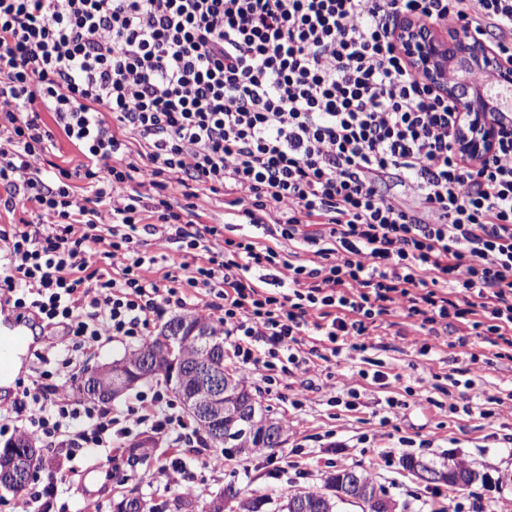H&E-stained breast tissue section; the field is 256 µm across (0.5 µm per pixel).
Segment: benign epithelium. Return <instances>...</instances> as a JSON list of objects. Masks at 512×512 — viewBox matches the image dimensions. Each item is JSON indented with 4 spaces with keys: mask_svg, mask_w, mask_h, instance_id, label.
I'll use <instances>...</instances> for the list:
<instances>
[{
    "mask_svg": "<svg viewBox=\"0 0 512 512\" xmlns=\"http://www.w3.org/2000/svg\"><path fill=\"white\" fill-rule=\"evenodd\" d=\"M397 45L410 67L423 73L430 85L456 104L459 121L455 131L457 149L474 159L491 154L508 128L492 114L498 110L512 112L505 106L500 90L512 91V65L506 66L484 40L473 38L461 28L438 30L415 18H408L396 32ZM491 72L497 78L492 88L475 90L472 75ZM188 339L208 346L204 358L190 365L180 363V350ZM224 344L210 335L190 317L171 322L165 335L145 343L135 360L116 359L86 374L88 398L107 401L119 397L136 383L157 374L182 385L191 412L207 425L204 436L210 448H222L232 442L248 443L257 428L276 439L278 426L273 422L258 424L251 402L240 401L238 413L248 427L237 431L224 428V394L230 390L229 376L224 371ZM19 458L4 460L0 479L4 485L19 481Z\"/></svg>",
    "mask_w": 512,
    "mask_h": 512,
    "instance_id": "obj_1",
    "label": "benign epithelium"
}]
</instances>
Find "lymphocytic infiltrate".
I'll use <instances>...</instances> for the list:
<instances>
[{"label":"lymphocytic infiltrate","instance_id":"f902f5d3","mask_svg":"<svg viewBox=\"0 0 512 512\" xmlns=\"http://www.w3.org/2000/svg\"><path fill=\"white\" fill-rule=\"evenodd\" d=\"M450 21L512 60V0H0V298L62 326L71 349L35 351L0 435L108 448L150 424H186L165 391L123 417L66 386L106 342L151 335L160 306L201 308L244 375L283 377L302 408L321 393L359 410V370L325 364L394 323L419 355L481 339L512 360V132L490 158L458 153L457 112L410 69L396 23ZM84 156L43 165L57 134ZM408 190L416 206L385 192ZM223 195L263 241L226 237L182 198ZM175 243L157 258L143 235Z\"/></svg>","mask_w":512,"mask_h":512}]
</instances>
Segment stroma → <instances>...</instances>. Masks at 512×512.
Returning a JSON list of instances; mask_svg holds the SVG:
<instances>
[{"instance_id": "stroma-1", "label": "stroma", "mask_w": 512, "mask_h": 512, "mask_svg": "<svg viewBox=\"0 0 512 512\" xmlns=\"http://www.w3.org/2000/svg\"><path fill=\"white\" fill-rule=\"evenodd\" d=\"M381 342L375 356L384 362L390 381L383 389L365 385L366 406L358 411L333 412L316 393L296 409L288 401V388L269 395L262 392L259 376L247 378L257 401L288 428L285 444L275 451L276 465H269L261 454L225 461L214 471L205 468L204 453L175 447L166 435L155 436L157 445L146 457L126 462L128 448L152 434L145 425L118 440L115 450L95 448L73 459L64 443L41 446L43 480L54 483L56 501L66 504L68 512H112L113 500L128 490L157 503L188 494L207 500L231 483L240 496L276 500L299 488L319 489L328 471L349 466L388 488L396 512H512V443L505 440L512 434V400L507 397L512 362L504 360L489 369L470 364L471 353L480 349L474 339L427 357L417 355L407 338L385 336ZM454 367L468 370L476 388L502 397L494 425L475 413L448 412L443 390L450 385L448 374ZM415 382L429 390L432 403L410 404L391 416L387 426H379L372 416L377 402ZM404 437L411 439V446L401 445ZM116 456L125 460L126 479L121 483L112 477ZM411 458L443 470L462 462L484 480L469 487L429 484L406 468ZM174 461L182 473L173 481L159 468Z\"/></svg>"}]
</instances>
